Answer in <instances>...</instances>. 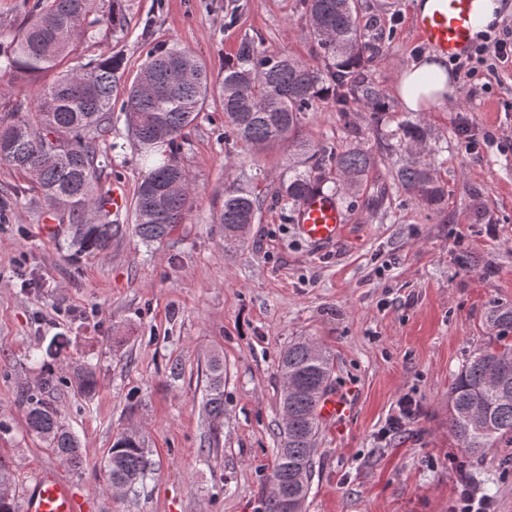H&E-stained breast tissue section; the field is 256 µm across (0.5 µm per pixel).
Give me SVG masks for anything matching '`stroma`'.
Listing matches in <instances>:
<instances>
[{
    "mask_svg": "<svg viewBox=\"0 0 512 512\" xmlns=\"http://www.w3.org/2000/svg\"><path fill=\"white\" fill-rule=\"evenodd\" d=\"M365 19L393 28L369 65L392 107L383 123L353 106L342 119L331 100L305 113L299 138L350 146L361 133L377 146L407 109L392 88L428 54L411 31L415 0H359ZM124 31L99 26L92 54L117 53L130 83L147 51L174 43L220 73L243 35L266 50L327 69L301 0H121ZM235 25H228L230 13ZM122 88L100 147L112 158L105 186L135 196L147 175L129 133ZM446 194L434 206L410 199L393 175L403 153L380 154L345 210L335 244L302 239L295 205L279 190L290 174L287 144L258 152L224 135V114L201 112L177 154L190 177L188 223L146 245L126 234L106 255L72 256L64 235L45 238L46 209L30 181L0 165V473L22 496L54 469L90 498L93 512H266L274 465L281 352L297 339L326 349L332 390L349 403L341 423L322 426L306 512H454L461 480L512 512V440L462 457L448 430V388L466 359L493 341L488 316L512 305V64L469 80L450 77L441 107L421 112ZM479 148L470 153L466 141ZM260 200L243 242L224 246L216 222L230 186ZM386 186V209L364 205ZM224 359V417L209 443L206 364ZM95 370L83 395L75 371ZM51 387H44V380ZM43 394L90 463L63 464L26 424L27 400ZM421 410L392 427L396 404ZM136 430L151 470L132 489L106 487L102 460L114 438Z\"/></svg>",
    "mask_w": 512,
    "mask_h": 512,
    "instance_id": "obj_1",
    "label": "stroma"
}]
</instances>
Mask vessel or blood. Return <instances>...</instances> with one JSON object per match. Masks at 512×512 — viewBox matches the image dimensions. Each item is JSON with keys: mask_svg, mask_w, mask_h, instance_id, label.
Here are the masks:
<instances>
[{"mask_svg": "<svg viewBox=\"0 0 512 512\" xmlns=\"http://www.w3.org/2000/svg\"><path fill=\"white\" fill-rule=\"evenodd\" d=\"M474 0H431L428 10L417 12L411 22L417 42L448 58L465 55L472 46ZM299 235L306 241L330 244L344 232L346 215L336 197L321 190L307 194L295 213ZM347 405L327 394L318 406L321 420L335 421L346 415ZM22 512H90L82 498L57 471L44 470L29 486L21 501Z\"/></svg>", "mask_w": 512, "mask_h": 512, "instance_id": "1", "label": "vessel or blood"}]
</instances>
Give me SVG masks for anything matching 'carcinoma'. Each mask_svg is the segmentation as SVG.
Wrapping results in <instances>:
<instances>
[{
	"instance_id": "obj_1",
	"label": "carcinoma",
	"mask_w": 512,
	"mask_h": 512,
	"mask_svg": "<svg viewBox=\"0 0 512 512\" xmlns=\"http://www.w3.org/2000/svg\"><path fill=\"white\" fill-rule=\"evenodd\" d=\"M96 0H24V24L10 39L0 42V75L7 84L58 71L38 95L15 100L0 112V164L29 176V190L46 209L67 219V247L75 253L105 254L112 239L126 231L106 208L110 191L101 175L112 158L99 142L111 130L112 94L122 76L118 55L87 59L78 53L89 31L104 24L112 31L124 27L114 9L108 17H94ZM311 34L323 57L333 62L330 75L287 54L269 53L259 36L244 34L233 61L224 64L219 80L207 65L188 51L162 44L147 51L136 80L125 91L122 111L141 156L152 161L133 203L132 232L144 243L168 236L188 220L192 209L190 178L180 164L178 140L209 102L224 112V137L233 136L259 149L282 142L298 147L303 159L293 167L281 195L294 203L322 187L324 172L336 170L330 191L340 203L362 186L376 164L372 149L356 144L346 150L298 141L302 115L327 96L344 121L349 105L373 109L375 121L389 111L385 94L370 78L366 63L388 47L393 30L363 23L358 0H303ZM419 121L407 120L381 136L387 150L402 149L406 161L395 171L397 181L415 201L435 205L445 196L430 165L414 147L426 140ZM259 200L243 187L224 192L218 224L224 228V246L241 241L246 228L259 219ZM490 322L499 336L496 344L477 349L455 375L448 390V428L466 455L512 438V307L493 311ZM284 385L280 406L284 412L275 451L271 483L288 485L306 470L312 481V458L321 425L317 403L332 385L330 354L306 340L288 345L279 360ZM206 411L224 416V364L210 360ZM78 392L95 390L93 368L75 377ZM28 427L39 434L63 463L79 471L87 463L80 443L60 419V410L42 398L28 399ZM150 462L137 433L117 435L104 460L108 485L130 486L145 477Z\"/></svg>"
}]
</instances>
